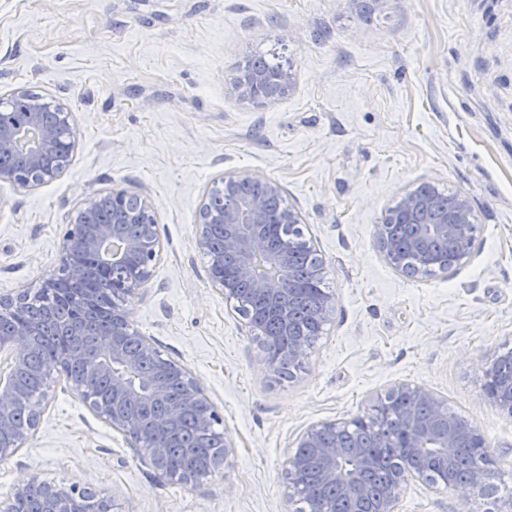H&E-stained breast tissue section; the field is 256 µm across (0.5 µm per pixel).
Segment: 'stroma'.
<instances>
[{"label":"stroma","instance_id":"35a3bbf8","mask_svg":"<svg viewBox=\"0 0 512 512\" xmlns=\"http://www.w3.org/2000/svg\"><path fill=\"white\" fill-rule=\"evenodd\" d=\"M274 48L293 91L233 95L238 65ZM20 87L64 104L76 146L52 182H0V295L54 273L87 198H148L162 253L121 305L196 379L234 448L225 473L161 476L55 372L35 433L0 461V502L37 477L91 484L115 512H296L283 473L299 436L369 414L400 383L475 425L512 489V417L483 390L486 362L512 349V0H0V95ZM225 173L279 183L335 300L288 380L197 246L202 198ZM423 183L466 196L480 232L453 271L409 277L376 226ZM491 506L414 480L397 510Z\"/></svg>","mask_w":512,"mask_h":512}]
</instances>
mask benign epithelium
I'll return each instance as SVG.
<instances>
[{
    "instance_id": "7a95c632",
    "label": "benign epithelium",
    "mask_w": 512,
    "mask_h": 512,
    "mask_svg": "<svg viewBox=\"0 0 512 512\" xmlns=\"http://www.w3.org/2000/svg\"><path fill=\"white\" fill-rule=\"evenodd\" d=\"M293 88L294 76L288 65L275 77L260 72L247 77L239 74L232 84V90L239 98L260 102L283 97ZM18 106L26 113L25 123L16 125L0 121V151L16 150L27 138L31 127L40 130V140L23 154L21 166H0V181L23 188L51 182L69 166L71 151L62 150L59 140L66 135L68 141H73L71 113L51 98L30 97L29 91L22 88L0 97V112H10ZM281 199V186L273 180L238 173L221 175L213 181L202 200L197 246L209 258V281L224 294L225 301H239V285L246 282L258 306L270 314L284 317L287 314L286 296L296 287L295 272L286 246L273 244V229L295 230L300 235L302 219L297 211L284 203L276 212H270L271 203ZM428 205L429 199L421 192L409 191L399 197L384 223L376 227L377 240L386 259L399 271H405L403 256L390 239L389 222L396 217L408 223ZM216 224L224 225L222 251L212 246V228ZM478 230L479 225L472 223L469 201L460 196L449 212L440 215L436 222L423 226L411 250L423 269L446 273L448 259L433 251L432 243L440 240L454 242L462 261L470 256ZM161 248L157 216L148 199L131 196L119 189L98 193L88 198L71 218L63 238L60 265L54 274L41 282L37 292L53 295L65 280L82 282L94 275L112 283V288L131 295L153 276ZM27 297L26 291L1 295L0 317L10 315L17 306L27 302ZM110 314L111 331L105 343L96 346L92 352H69L56 361L55 367L67 375L71 390L96 415L121 432L130 447L149 449L155 469L168 475L169 439L180 416L194 412L209 428L220 424L221 417L189 371L163 357L152 338L142 336L134 329L125 310L115 304ZM37 332L36 325L24 322L13 333L0 336V348L5 345L12 348L17 362L22 363ZM131 343L137 345L140 352L158 359L160 375L148 377L139 373L135 357L128 352ZM261 347L266 362L276 364L281 355L278 340L267 336ZM309 350L306 338L299 337L293 340L288 354L294 364L300 366L308 358ZM101 356L112 360L114 366H122L128 376L139 380L140 386H132L128 376L114 374L110 397L98 398L87 391L82 380L70 377L73 362L94 363ZM511 356L512 350L494 356L484 370L487 398L510 417L512 378L502 380L500 366ZM167 376H177L182 381L183 399L158 417L157 425L162 434L148 442L141 434L138 420L125 410V404L146 396L161 399ZM49 389V383L45 382L38 396L27 400L28 418L18 424L13 416L18 410L19 396L13 387L0 386V460L15 455L36 429L49 402ZM376 411L388 418L396 414L399 419V430L386 435L380 444L398 463L381 512H396L402 486L412 479L434 477L446 489L466 498L477 496L496 479L498 463L493 457L474 468L466 481L457 482L448 476V458L462 450L482 453L486 443L469 421L448 414L447 402L431 391L406 384L396 385L380 399ZM348 432V423L329 421L313 425L301 435L297 447L316 450L320 484L308 481L309 461L306 455L297 452L288 460L284 480L292 494L306 502V512H330L321 497L322 484L334 486L350 497L359 498L366 494L363 476L380 464V458L365 448L345 447L341 439ZM231 448L232 438L226 432L224 457L203 469L215 473L227 468ZM203 469L191 457L181 472V479L192 482ZM39 485L45 497V512H69V504L78 499L94 502V512H112L111 501L92 493L87 487L47 481H41Z\"/></svg>"
}]
</instances>
